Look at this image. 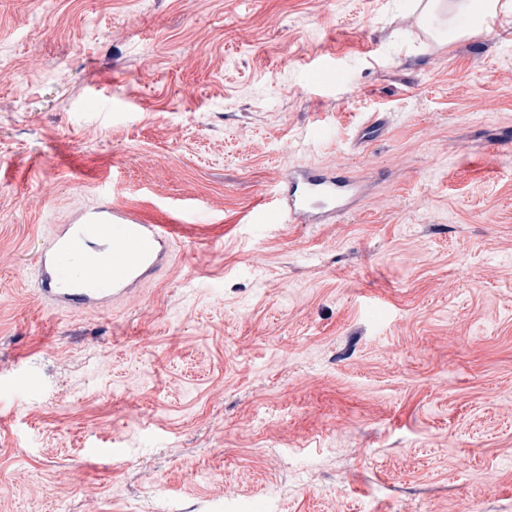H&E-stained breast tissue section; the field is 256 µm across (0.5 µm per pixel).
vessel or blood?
I'll return each instance as SVG.
<instances>
[{
  "mask_svg": "<svg viewBox=\"0 0 512 512\" xmlns=\"http://www.w3.org/2000/svg\"><path fill=\"white\" fill-rule=\"evenodd\" d=\"M360 186L333 170L292 168L276 204L253 208L252 224H332L353 212ZM174 228L107 202L53 225L37 254L36 290L52 310L99 311L144 287L170 261Z\"/></svg>",
  "mask_w": 512,
  "mask_h": 512,
  "instance_id": "1",
  "label": "vessel or blood"
}]
</instances>
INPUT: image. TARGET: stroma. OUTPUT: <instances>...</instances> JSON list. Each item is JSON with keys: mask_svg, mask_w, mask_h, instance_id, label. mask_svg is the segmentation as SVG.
<instances>
[{"mask_svg": "<svg viewBox=\"0 0 512 512\" xmlns=\"http://www.w3.org/2000/svg\"><path fill=\"white\" fill-rule=\"evenodd\" d=\"M509 132L512 17L0 0V512H512ZM294 166L367 194L247 223ZM104 177L171 262L48 309L38 248Z\"/></svg>", "mask_w": 512, "mask_h": 512, "instance_id": "35a3bbf8", "label": "stroma"}]
</instances>
